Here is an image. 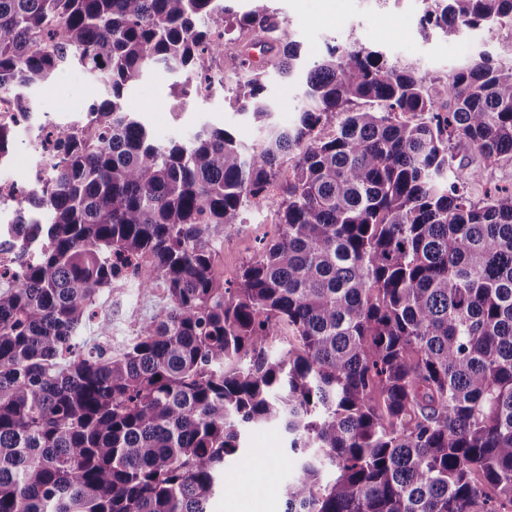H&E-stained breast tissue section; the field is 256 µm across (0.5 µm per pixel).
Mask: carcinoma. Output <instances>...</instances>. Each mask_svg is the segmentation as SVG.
Returning <instances> with one entry per match:
<instances>
[{
	"label": "carcinoma",
	"mask_w": 512,
	"mask_h": 512,
	"mask_svg": "<svg viewBox=\"0 0 512 512\" xmlns=\"http://www.w3.org/2000/svg\"><path fill=\"white\" fill-rule=\"evenodd\" d=\"M218 2L0 0L15 111L72 61L112 91L42 126L36 182L12 197L28 259L0 270V512H211L269 423L285 512H512V192L475 201L481 170L454 153L512 156V70L428 81L331 46L280 129L264 68L291 75L299 44ZM430 2L422 26L452 40L512 28V0ZM228 45L239 109L266 128L252 150L219 127L159 144L123 110L153 64L194 76L176 97L211 84ZM250 203L278 232L227 281L215 257ZM119 279L167 302L112 355L78 330Z\"/></svg>",
	"instance_id": "carcinoma-1"
}]
</instances>
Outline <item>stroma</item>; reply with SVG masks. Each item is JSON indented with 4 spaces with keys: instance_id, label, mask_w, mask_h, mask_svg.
<instances>
[{
    "instance_id": "1",
    "label": "stroma",
    "mask_w": 512,
    "mask_h": 512,
    "mask_svg": "<svg viewBox=\"0 0 512 512\" xmlns=\"http://www.w3.org/2000/svg\"><path fill=\"white\" fill-rule=\"evenodd\" d=\"M238 12L267 8L289 25L301 44V59L311 65L327 46L340 44L377 50L388 63L423 77L443 78L449 72L488 59L500 70L512 69V29L483 28L466 33L464 39L448 40L439 31L425 29L420 19L428 0H225ZM214 81L209 89L174 98L170 87L180 76L164 66L145 70L125 96V108L136 113L153 138L160 143L191 139L203 125L231 130L245 145L263 137L262 130L234 100L238 79L232 53L216 59ZM304 80L277 74L267 79L266 96L273 120L291 125L306 104ZM108 89L80 64L70 63L47 88L30 93L34 122L66 125L81 117L88 105L108 98ZM34 147L25 136H18L9 165L0 167V182L26 186L37 174ZM264 207L248 205L241 225L225 234L216 264L219 271L235 273L251 259L260 242L275 236L276 224L265 223ZM164 302L162 289L143 290L119 282L105 292L98 304L99 318L109 319L112 333L97 335L87 328L83 336L92 343L119 349L136 336L141 324L153 316ZM282 428L267 424L250 429L246 447L224 468V495L214 499L212 512H284L280 497L269 494L267 483L282 484L288 477L280 448L285 447Z\"/></svg>"
}]
</instances>
